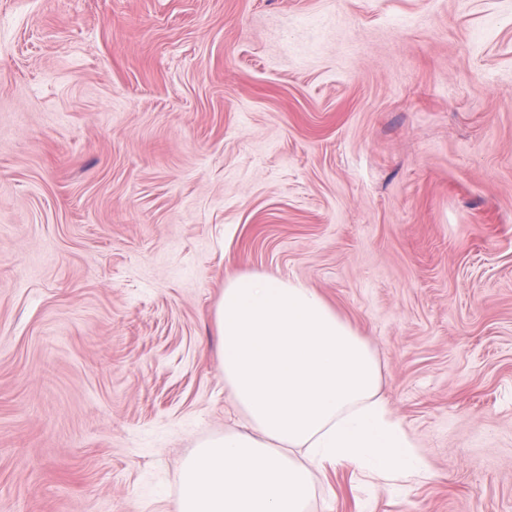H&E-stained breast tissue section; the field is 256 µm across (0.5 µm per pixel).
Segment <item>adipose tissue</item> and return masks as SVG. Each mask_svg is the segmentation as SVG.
<instances>
[{"label":"adipose tissue","mask_w":512,"mask_h":512,"mask_svg":"<svg viewBox=\"0 0 512 512\" xmlns=\"http://www.w3.org/2000/svg\"><path fill=\"white\" fill-rule=\"evenodd\" d=\"M214 323L244 425L199 442L182 462L173 512H308L326 464L421 466L379 394L373 352L313 288L229 278Z\"/></svg>","instance_id":"adipose-tissue-1"}]
</instances>
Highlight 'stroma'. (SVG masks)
<instances>
[{
  "mask_svg": "<svg viewBox=\"0 0 512 512\" xmlns=\"http://www.w3.org/2000/svg\"><path fill=\"white\" fill-rule=\"evenodd\" d=\"M250 272L423 460L310 512H512V0H0V512H172Z\"/></svg>",
  "mask_w": 512,
  "mask_h": 512,
  "instance_id": "obj_1",
  "label": "stroma"
}]
</instances>
